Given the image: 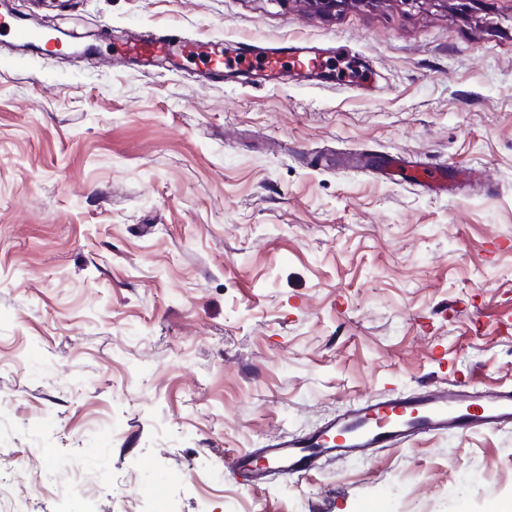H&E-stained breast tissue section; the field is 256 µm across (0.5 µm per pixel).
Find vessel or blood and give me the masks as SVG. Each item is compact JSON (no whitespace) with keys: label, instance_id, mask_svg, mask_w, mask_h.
I'll use <instances>...</instances> for the list:
<instances>
[{"label":"vessel or blood","instance_id":"1","mask_svg":"<svg viewBox=\"0 0 512 512\" xmlns=\"http://www.w3.org/2000/svg\"><path fill=\"white\" fill-rule=\"evenodd\" d=\"M0 24L15 45L32 47L39 54L45 52L44 32L15 18L9 0H0ZM174 43V38L168 35L134 36L120 46L118 54L151 63L171 55ZM239 50L241 64L258 67V82L262 85L274 80L286 64L297 75L313 76L324 54L319 44L308 40H243ZM379 171L428 189L448 186L443 170L421 168L399 154L386 156ZM511 424L512 388L487 392L466 380L456 390L421 389L377 402L356 403L316 431L302 436L282 434L264 447L231 454L228 466L239 483L255 488L272 470L301 476L315 469L323 458L361 455L374 448L403 444L421 434L491 430Z\"/></svg>","mask_w":512,"mask_h":512}]
</instances>
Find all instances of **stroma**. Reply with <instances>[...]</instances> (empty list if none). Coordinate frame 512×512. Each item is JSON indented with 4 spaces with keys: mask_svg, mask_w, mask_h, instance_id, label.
Masks as SVG:
<instances>
[{
    "mask_svg": "<svg viewBox=\"0 0 512 512\" xmlns=\"http://www.w3.org/2000/svg\"><path fill=\"white\" fill-rule=\"evenodd\" d=\"M62 28L301 38L366 94L0 41V512H488L512 427L250 489L229 454L359 400L512 386V0H15ZM404 154L463 197L336 164Z\"/></svg>",
    "mask_w": 512,
    "mask_h": 512,
    "instance_id": "obj_1",
    "label": "stroma"
}]
</instances>
